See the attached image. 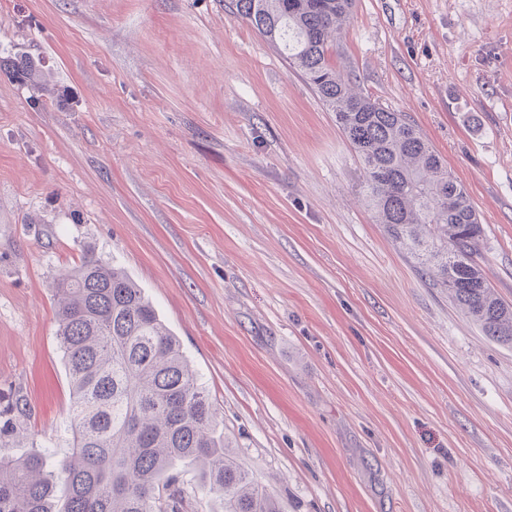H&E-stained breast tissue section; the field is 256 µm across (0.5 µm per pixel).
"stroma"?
I'll return each instance as SVG.
<instances>
[{
  "label": "stroma",
  "instance_id": "stroma-1",
  "mask_svg": "<svg viewBox=\"0 0 512 512\" xmlns=\"http://www.w3.org/2000/svg\"><path fill=\"white\" fill-rule=\"evenodd\" d=\"M0 454L73 446L54 283L93 253L180 340L281 512H512V346L377 224L233 0H0ZM331 60L467 189L512 302V0H356Z\"/></svg>",
  "mask_w": 512,
  "mask_h": 512
}]
</instances>
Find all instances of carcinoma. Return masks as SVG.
I'll use <instances>...</instances> for the list:
<instances>
[{
	"instance_id": "cac0c4a2",
	"label": "carcinoma",
	"mask_w": 512,
	"mask_h": 512,
	"mask_svg": "<svg viewBox=\"0 0 512 512\" xmlns=\"http://www.w3.org/2000/svg\"><path fill=\"white\" fill-rule=\"evenodd\" d=\"M249 22L303 73L336 114L363 170L378 223L418 259L433 285L481 328L512 345V303L489 284L479 263L483 240L465 187L404 115L351 91L330 63L353 0H234ZM16 77L34 70L28 58L8 64ZM57 335L68 371L73 448L0 456V512H182L183 492L160 495L183 463L200 467L203 489L222 512H280L277 501L233 459L216 435L217 412L179 339L162 323L126 271L88 254L55 281ZM15 399L0 410V436L26 414Z\"/></svg>"
}]
</instances>
